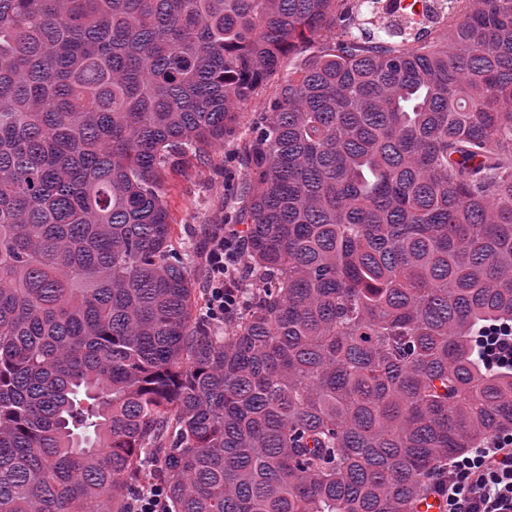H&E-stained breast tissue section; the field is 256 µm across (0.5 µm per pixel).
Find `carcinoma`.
I'll list each match as a JSON object with an SVG mask.
<instances>
[{"mask_svg": "<svg viewBox=\"0 0 512 512\" xmlns=\"http://www.w3.org/2000/svg\"><path fill=\"white\" fill-rule=\"evenodd\" d=\"M454 2L0 0V512H419L512 432V0ZM226 143L220 329L163 174ZM478 354L489 369L512 367V330L493 329L479 336ZM127 508L130 512L171 511L167 493L161 484L152 483L145 488Z\"/></svg>", "mask_w": 512, "mask_h": 512, "instance_id": "obj_1", "label": "carcinoma"}]
</instances>
